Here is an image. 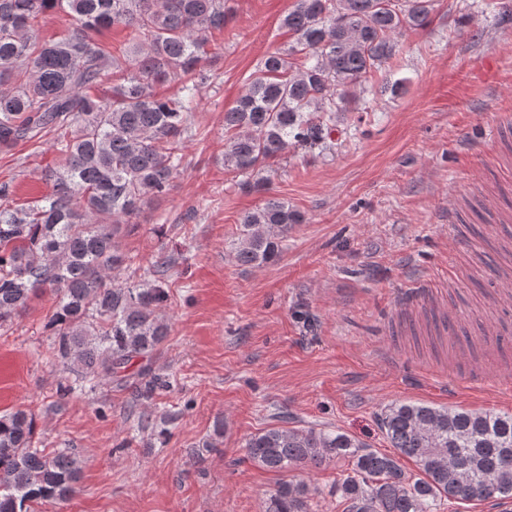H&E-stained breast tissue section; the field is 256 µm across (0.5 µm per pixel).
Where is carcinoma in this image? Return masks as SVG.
Wrapping results in <instances>:
<instances>
[{
  "label": "carcinoma",
  "mask_w": 512,
  "mask_h": 512,
  "mask_svg": "<svg viewBox=\"0 0 512 512\" xmlns=\"http://www.w3.org/2000/svg\"><path fill=\"white\" fill-rule=\"evenodd\" d=\"M225 0H0V149L43 132L56 136L53 192L29 207L0 187V329L39 292L56 299L49 327L62 367V395L112 382L133 361L152 357L170 335L161 314L170 300L162 256L144 268L122 252L124 225L164 199L180 174L190 111L210 75L209 36L224 31ZM434 0H295L282 19L294 40L269 54L245 93L224 112V167L259 175L290 149L331 152L336 115L351 90L382 70L396 39L426 28ZM50 13L77 23L39 43ZM133 30L116 54L89 32ZM112 82V97L97 94ZM173 85L176 93L156 88ZM304 216L271 197L239 224L240 266L280 259ZM130 271L124 283L114 273ZM138 396L167 383L148 367ZM379 425L395 454L336 429L268 427L246 441V458L274 473L346 464L333 494L343 512H442L458 501L512 498V413L402 402ZM413 462L415 471L400 463ZM73 453L38 448L34 414H0V512H36L79 490ZM317 488L283 481L263 512H312Z\"/></svg>",
  "instance_id": "obj_1"
}]
</instances>
